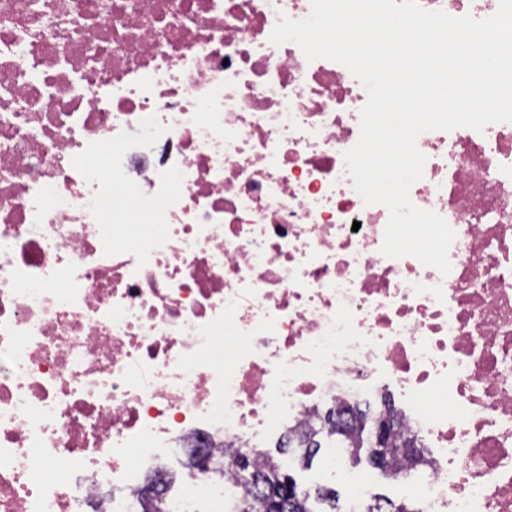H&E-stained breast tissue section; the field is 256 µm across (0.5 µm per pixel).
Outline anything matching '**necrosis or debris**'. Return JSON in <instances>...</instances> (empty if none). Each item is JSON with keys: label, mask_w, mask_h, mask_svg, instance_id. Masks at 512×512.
<instances>
[{"label": "necrosis or debris", "mask_w": 512, "mask_h": 512, "mask_svg": "<svg viewBox=\"0 0 512 512\" xmlns=\"http://www.w3.org/2000/svg\"><path fill=\"white\" fill-rule=\"evenodd\" d=\"M310 11L0 0V512H140L174 442L223 467L380 380L423 512H512V122L417 139L450 273L383 256L366 89L270 41Z\"/></svg>", "instance_id": "1"}]
</instances>
